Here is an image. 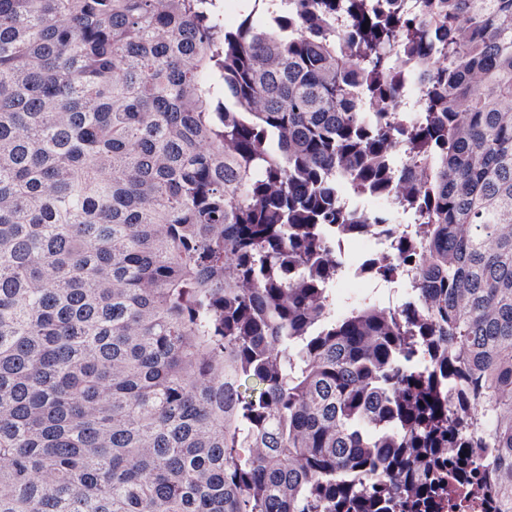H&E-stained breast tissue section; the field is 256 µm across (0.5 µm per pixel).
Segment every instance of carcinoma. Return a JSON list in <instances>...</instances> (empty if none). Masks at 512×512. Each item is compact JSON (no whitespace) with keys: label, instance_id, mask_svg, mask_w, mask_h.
<instances>
[{"label":"carcinoma","instance_id":"obj_1","mask_svg":"<svg viewBox=\"0 0 512 512\" xmlns=\"http://www.w3.org/2000/svg\"><path fill=\"white\" fill-rule=\"evenodd\" d=\"M217 2L0 0V512H512V0ZM415 72V67L408 69L405 82L402 86L404 89L403 91L405 102L409 106H414L413 112H417L418 106L422 101L424 93V83H422L418 78H415ZM389 234L386 231L380 232L376 235H369L363 233H349L339 237L336 241V245L339 248L340 255H345L346 244L352 241H359L362 246L361 253L356 261L351 259L349 266L345 273L341 276L345 281H340L336 288L333 290V294L336 301H343L349 296L350 283H355L361 286V288H373L371 294L360 293L356 298L359 297H372L373 301H379V295L382 296L383 301H388L391 294V288H379L381 283L391 284L378 279L373 272L372 265L378 259L383 257L387 261L392 259V243L391 239L388 238ZM375 288H378V292ZM379 295H378V294ZM355 298V299H356ZM441 499L444 508L440 512L448 511V499L457 505L453 512H497L499 506L497 488L489 474L484 482L473 483L471 488L449 482Z\"/></svg>","mask_w":512,"mask_h":512}]
</instances>
